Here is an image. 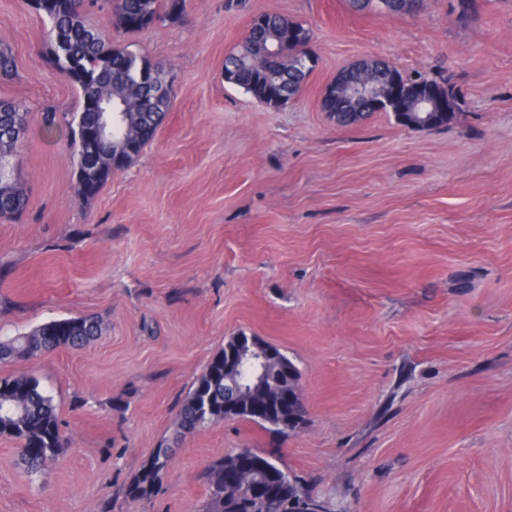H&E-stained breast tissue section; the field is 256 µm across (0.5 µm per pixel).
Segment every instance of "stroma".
<instances>
[{"label":"stroma","mask_w":512,"mask_h":512,"mask_svg":"<svg viewBox=\"0 0 512 512\" xmlns=\"http://www.w3.org/2000/svg\"><path fill=\"white\" fill-rule=\"evenodd\" d=\"M313 31L303 93L273 111L225 84L253 17ZM29 0H0L30 110L28 203L0 223V338L91 315L79 349L0 363L34 374L70 444L26 476L0 437V512H202L204 466L278 457L332 512H512V0H427L414 15L346 0H187L181 22L119 35L164 66L154 140L90 201L45 111H78ZM368 56L451 77L462 112L415 130L391 113L340 127L321 101ZM298 367L308 421L285 434L224 419L182 439L149 498L126 490L172 435L190 387L237 332Z\"/></svg>","instance_id":"1"}]
</instances>
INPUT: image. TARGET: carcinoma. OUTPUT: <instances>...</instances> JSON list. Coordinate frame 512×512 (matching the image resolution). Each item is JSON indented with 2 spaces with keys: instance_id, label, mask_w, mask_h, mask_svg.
<instances>
[{
  "instance_id": "cac0c4a2",
  "label": "carcinoma",
  "mask_w": 512,
  "mask_h": 512,
  "mask_svg": "<svg viewBox=\"0 0 512 512\" xmlns=\"http://www.w3.org/2000/svg\"><path fill=\"white\" fill-rule=\"evenodd\" d=\"M356 11L374 7L382 12L416 14L425 5V0H348ZM93 0H54L46 13V41L63 37L68 43V52L78 64V72L72 74L62 66L57 71L77 90L80 99L79 111L71 115L68 127L77 156L73 191L88 200L83 193L81 173L90 172L83 159V147L77 129L92 123L95 113L90 103L103 95L112 94L126 100L128 112L118 115L111 125V139L102 144L106 155L99 158L97 169L103 171L98 188L112 177V173L123 169L113 166L108 152L112 141L123 135H132L141 124L159 122L163 113L153 107L154 87L146 85L141 75L148 71L153 83L166 81L162 65L146 56L116 45V40L85 23L84 14ZM115 22V30L124 33L142 31L158 21L175 24L183 20L186 0H104ZM276 25H294L305 35V41L288 46L286 53L253 52V47L270 41V34L262 33L231 53L224 63V81L242 89L260 105L273 110L288 106L294 91L286 98H273L266 92L268 72L280 73L290 83L299 80L295 64L296 48L311 46V33L299 22L275 15ZM403 101L411 103L425 91H431L443 104L448 117L439 123L446 126L461 110L451 79L444 76L400 79ZM29 112L25 105L15 100L0 98V152L16 153L19 141L13 138L16 120L28 122ZM23 195L19 184L0 185V221H14L21 214L24 204L16 203ZM101 333V321L97 317L82 316L64 318L45 323L32 331L0 339V362L34 357L61 347H81ZM224 352L216 354L206 370L195 381L183 400L170 438L163 441L155 455L142 467L139 475L128 488V496L134 500L152 496L158 490L160 474L169 465L172 451L179 440L207 425L224 419ZM0 436L17 442L18 456L27 474L40 471L49 463L58 460L68 439L63 435L53 397L42 387L39 378L32 374L0 377ZM231 460L227 455L210 463L205 469L209 497L204 512H248L241 509L240 496L234 491L224 490V464Z\"/></svg>"
}]
</instances>
